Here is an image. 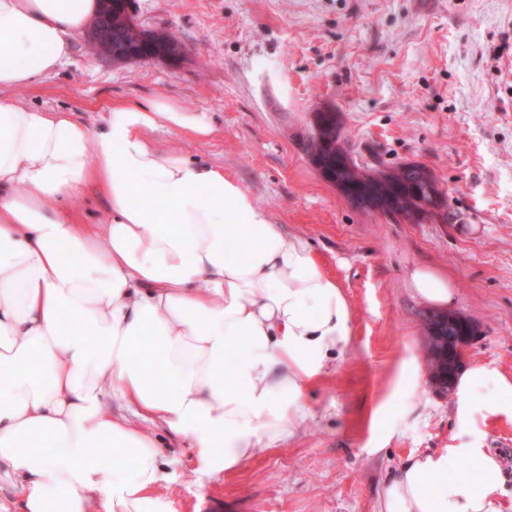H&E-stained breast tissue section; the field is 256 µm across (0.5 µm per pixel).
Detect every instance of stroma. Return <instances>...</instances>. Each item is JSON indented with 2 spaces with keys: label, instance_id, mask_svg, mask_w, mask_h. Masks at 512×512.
Wrapping results in <instances>:
<instances>
[{
  "label": "stroma",
  "instance_id": "35a3bbf8",
  "mask_svg": "<svg viewBox=\"0 0 512 512\" xmlns=\"http://www.w3.org/2000/svg\"><path fill=\"white\" fill-rule=\"evenodd\" d=\"M168 31L179 62L96 56L86 34L55 72L15 98L101 129L112 105L194 109L210 133L163 127V148L223 169L288 233L309 241L346 296L350 349L308 392L292 437L235 471H199L190 444L150 427L164 461L158 495L175 512H379L383 485L413 453L473 444L498 459L512 512V420L455 418L424 359L416 268L448 278L455 311L479 324L468 364L512 377V0H128ZM332 108L354 159L428 165L444 222L353 207L321 178L306 143Z\"/></svg>",
  "mask_w": 512,
  "mask_h": 512
}]
</instances>
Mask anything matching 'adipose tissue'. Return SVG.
I'll list each match as a JSON object with an SVG mask.
<instances>
[{
    "instance_id": "obj_1",
    "label": "adipose tissue",
    "mask_w": 512,
    "mask_h": 512,
    "mask_svg": "<svg viewBox=\"0 0 512 512\" xmlns=\"http://www.w3.org/2000/svg\"><path fill=\"white\" fill-rule=\"evenodd\" d=\"M99 8L0 0V478L21 480L23 512H173L144 424L187 440L200 470H235L303 425L310 384L352 342L307 241L222 169L149 139L162 125L208 136L191 109L118 104L94 132L8 96L67 61ZM91 186L109 204L93 229L65 206ZM454 393L458 422L478 394L512 419V379L485 365ZM465 459L477 479L458 476ZM501 482L484 448L414 454L382 512H498Z\"/></svg>"
}]
</instances>
